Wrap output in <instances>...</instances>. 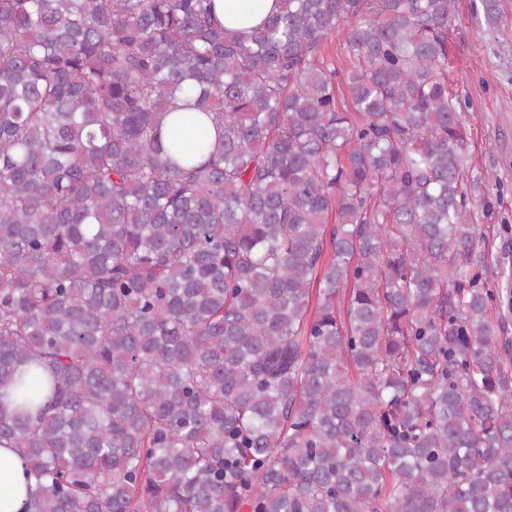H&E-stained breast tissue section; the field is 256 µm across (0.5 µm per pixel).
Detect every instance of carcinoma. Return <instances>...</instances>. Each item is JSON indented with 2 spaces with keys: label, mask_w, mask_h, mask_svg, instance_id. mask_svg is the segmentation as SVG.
Listing matches in <instances>:
<instances>
[{
  "label": "carcinoma",
  "mask_w": 512,
  "mask_h": 512,
  "mask_svg": "<svg viewBox=\"0 0 512 512\" xmlns=\"http://www.w3.org/2000/svg\"><path fill=\"white\" fill-rule=\"evenodd\" d=\"M278 3L244 38L213 0H0L22 512H512L457 2ZM180 100L215 144L163 139Z\"/></svg>",
  "instance_id": "1"
}]
</instances>
